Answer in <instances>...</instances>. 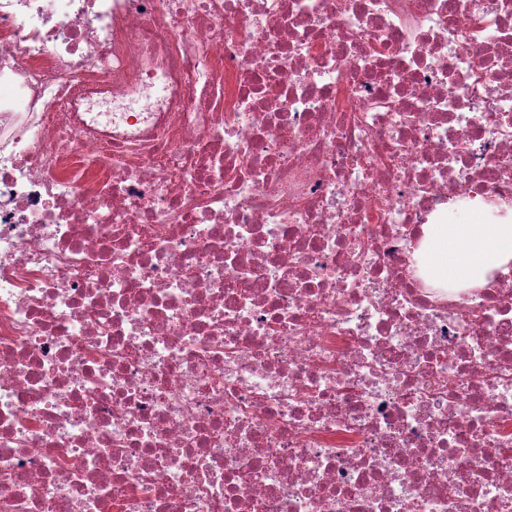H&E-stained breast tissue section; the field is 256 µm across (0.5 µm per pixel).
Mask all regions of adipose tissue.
<instances>
[{
  "label": "adipose tissue",
  "mask_w": 512,
  "mask_h": 512,
  "mask_svg": "<svg viewBox=\"0 0 512 512\" xmlns=\"http://www.w3.org/2000/svg\"><path fill=\"white\" fill-rule=\"evenodd\" d=\"M475 222H444L425 227L422 253L432 279L484 283L494 270L512 264V206L491 214L474 201Z\"/></svg>",
  "instance_id": "ef3b65f1"
}]
</instances>
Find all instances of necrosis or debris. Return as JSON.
I'll use <instances>...</instances> for the list:
<instances>
[{
  "label": "necrosis or debris",
  "mask_w": 512,
  "mask_h": 512,
  "mask_svg": "<svg viewBox=\"0 0 512 512\" xmlns=\"http://www.w3.org/2000/svg\"><path fill=\"white\" fill-rule=\"evenodd\" d=\"M512 0H0V512H512ZM479 220L470 224H429L424 228L422 253L432 279L438 283L462 280L480 285L494 270L512 262V206L491 214L482 201L472 204Z\"/></svg>",
  "instance_id": "necrosis-or-debris-1"
}]
</instances>
